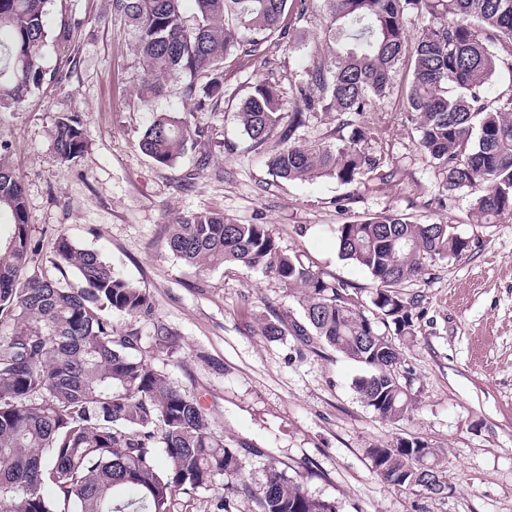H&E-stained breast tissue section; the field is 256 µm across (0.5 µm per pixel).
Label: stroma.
Returning a JSON list of instances; mask_svg holds the SVG:
<instances>
[{
	"label": "stroma",
	"mask_w": 512,
	"mask_h": 512,
	"mask_svg": "<svg viewBox=\"0 0 512 512\" xmlns=\"http://www.w3.org/2000/svg\"><path fill=\"white\" fill-rule=\"evenodd\" d=\"M45 10L49 78L0 110V140L10 144L24 187L41 271L56 276L53 246L63 233L149 290L156 320L177 332L180 350L148 353L147 362L212 409V430L240 452L253 482L273 464L339 512H512V213L476 222L480 188L446 189L402 107L405 65L373 112L388 182L352 189L327 176L277 182L233 114L258 80L285 88L303 74L304 46L320 36L319 25H302L274 50L271 68L230 55L223 101L196 112L176 82L144 106L132 38L112 0H48ZM155 111L190 112L207 131L204 150H188L170 167L155 164L139 148ZM64 114L88 139L84 155L69 162L52 149ZM207 210L269 225L283 251L355 287L363 302L371 277L339 257L337 225L396 213L456 226L467 249L427 261L408 288L419 306L396 369L414 399L404 419L382 421L360 399L354 384L365 369L342 353L288 334L260 335L270 315L285 326L301 316L295 295L277 281L237 265L199 269L165 248L173 217ZM401 438L441 450L447 494L381 481L368 451Z\"/></svg>",
	"instance_id": "stroma-1"
}]
</instances>
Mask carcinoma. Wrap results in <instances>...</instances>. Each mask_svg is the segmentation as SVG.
Returning <instances> with one entry per match:
<instances>
[{
	"mask_svg": "<svg viewBox=\"0 0 512 512\" xmlns=\"http://www.w3.org/2000/svg\"><path fill=\"white\" fill-rule=\"evenodd\" d=\"M181 2L112 0L136 43L145 104L173 80L183 82L193 111H213L223 97L227 55L240 51L265 68L293 26L317 18L336 53L328 63L318 45H306L308 65L291 84L292 110L282 111L276 85L259 81L234 115L271 175L329 176L347 186L388 178L386 159L372 147L371 112L406 56L412 79L405 112L420 151L445 174L448 190L482 187L477 220L512 211V89L494 107L484 96L499 61L492 47H512V0H196L190 21ZM45 4L0 0V28L12 33L11 43L0 45L11 65L0 106L23 102L44 81ZM414 14L431 22L412 38L405 20ZM314 112L336 113L332 141H302ZM204 139L188 114L155 112L139 146L170 166ZM87 147L79 122L60 117L57 157L70 161ZM7 152L0 142V212L12 221L11 235L0 239V512H178L179 495L211 489L218 475L233 495L252 500V512H338L273 464L261 483L248 481L245 461L210 430L201 402L146 362V344L170 356L180 349L179 336L155 320L146 289L64 234L54 265L73 270L79 284L39 274V245ZM336 241L342 259L372 277L370 306L349 285L280 250L267 224L195 213L166 225L165 247L191 266L240 265L297 290L303 314L293 335L363 365L367 374L355 382L360 398L381 419L399 421L412 398L395 373L402 348L380 326L404 335L418 304L405 285L424 274L426 259L458 256L468 242L451 224L399 214L340 224ZM117 316L127 327L113 325ZM140 322L152 323L151 335L136 327ZM368 453L385 483L448 493L442 458L427 443L401 439Z\"/></svg>",
	"mask_w": 512,
	"mask_h": 512,
	"instance_id": "cac0c4a2",
	"label": "carcinoma"
}]
</instances>
